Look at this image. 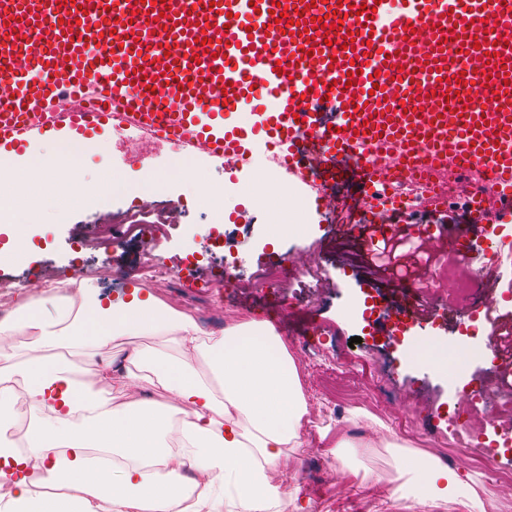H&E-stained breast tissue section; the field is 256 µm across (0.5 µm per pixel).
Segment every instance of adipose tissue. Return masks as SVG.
I'll return each mask as SVG.
<instances>
[{
  "instance_id": "adipose-tissue-1",
  "label": "adipose tissue",
  "mask_w": 512,
  "mask_h": 512,
  "mask_svg": "<svg viewBox=\"0 0 512 512\" xmlns=\"http://www.w3.org/2000/svg\"><path fill=\"white\" fill-rule=\"evenodd\" d=\"M30 334L35 353L25 361L0 348V512H272L278 494L265 468L284 448L302 447L306 404L288 351L271 326L250 322L220 335L203 334L187 314L154 294L132 288L127 299H100L48 310L26 296L0 318V334ZM164 334L176 354L135 352L175 402L135 401L113 408L104 391L111 365L89 374L79 359L89 349L127 336ZM202 356L208 374L190 362ZM21 374L31 411L25 448L9 434L18 421L12 377ZM177 434L184 470L170 466L165 439ZM125 466L104 473L102 453ZM425 475L412 512L459 495L463 483L439 464H411ZM206 474L197 486L193 473Z\"/></svg>"
}]
</instances>
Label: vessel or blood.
<instances>
[{"instance_id": "obj_1", "label": "vessel or blood", "mask_w": 512, "mask_h": 512, "mask_svg": "<svg viewBox=\"0 0 512 512\" xmlns=\"http://www.w3.org/2000/svg\"><path fill=\"white\" fill-rule=\"evenodd\" d=\"M59 2L0 0V27L10 34L0 41V153L48 134L91 140L123 124L164 131L182 150L220 160L247 156L261 132L289 173L314 177L324 191L351 172L362 193L359 221L337 230L367 238L398 230L368 212L381 170L444 181L464 154L473 171L492 167L494 191L471 189L469 224L452 232L423 224L420 232L453 233L458 259L469 263L487 194L512 214V84L502 80L512 73V0H76L77 17ZM277 3L297 11L292 33L275 23ZM336 9L347 15L355 49L326 45L316 26ZM221 13L228 28L214 24ZM49 14L56 27L31 39ZM157 39L161 47L142 52V42ZM170 44L175 52L164 53ZM452 52L468 63L466 84L491 81L494 100L460 117L440 110L457 83H415L420 103L405 106L401 64L444 68ZM352 74L356 85L342 91ZM257 86L266 92L260 110L245 126L225 124Z\"/></svg>"}]
</instances>
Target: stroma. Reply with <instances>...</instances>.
<instances>
[{"mask_svg": "<svg viewBox=\"0 0 512 512\" xmlns=\"http://www.w3.org/2000/svg\"><path fill=\"white\" fill-rule=\"evenodd\" d=\"M100 140L76 158L70 174L92 185L110 171L117 192L59 210L48 200L55 172L17 175L18 188L36 185L42 201L33 223L11 227L30 248L26 259L0 261V317L31 289L71 282L87 299L117 300L143 286L146 262L165 265L173 275L156 289L159 299L208 333L273 323L301 387L319 389V418L302 429L303 447L285 448L266 469L282 492L281 512H406L396 489L406 482L402 469L410 461L456 471L467 495L496 504L512 495V484L495 479L512 475V447H503L490 429L468 454H459L448 421L462 392L476 381L491 382L499 366L488 321L469 311L476 301L489 300L497 314L512 315V220L491 215L495 229L488 239L498 248L481 264L459 262L452 240L421 236L424 250L448 260L447 275L433 273V280L445 277L471 288L437 303L433 322L399 331L394 307L407 284L376 273L358 239L337 236V224L346 219L339 203L312 195L298 207L274 194L255 205L258 183L279 181L261 149L232 167L200 154L182 156L185 174L179 177L171 145L146 150L113 129ZM146 171L154 183L148 190L141 185ZM233 181L242 190L238 204L215 223L202 191ZM230 258L241 285L218 288ZM276 262L283 267L277 288L262 287L258 276ZM307 263L322 268L320 282L294 278V267ZM416 336L443 351L445 362L419 364L411 343ZM136 350L170 353L174 346L165 335L129 336L81 361L91 373L118 364L110 386L113 407L171 398L146 369H123L124 358ZM462 357L466 372L451 376V364ZM485 451L494 455L488 472L476 465Z\"/></svg>", "mask_w": 512, "mask_h": 512, "instance_id": "stroma-1", "label": "stroma"}]
</instances>
